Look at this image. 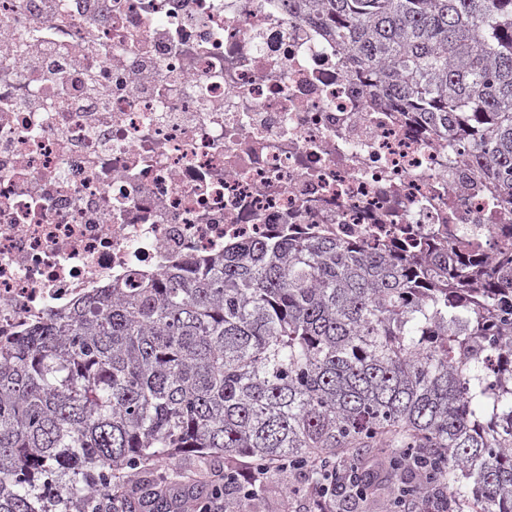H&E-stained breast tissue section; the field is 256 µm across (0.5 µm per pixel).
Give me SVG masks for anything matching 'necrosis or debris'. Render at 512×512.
Wrapping results in <instances>:
<instances>
[{
  "instance_id": "1",
  "label": "necrosis or debris",
  "mask_w": 512,
  "mask_h": 512,
  "mask_svg": "<svg viewBox=\"0 0 512 512\" xmlns=\"http://www.w3.org/2000/svg\"><path fill=\"white\" fill-rule=\"evenodd\" d=\"M286 224L512 246V202L285 0H0V341Z\"/></svg>"
}]
</instances>
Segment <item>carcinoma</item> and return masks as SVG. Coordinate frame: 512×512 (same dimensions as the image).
Wrapping results in <instances>:
<instances>
[{
  "mask_svg": "<svg viewBox=\"0 0 512 512\" xmlns=\"http://www.w3.org/2000/svg\"><path fill=\"white\" fill-rule=\"evenodd\" d=\"M389 106L512 198V0H288ZM351 455L373 503L512 512V250L251 239L114 281L0 346V512H89L152 460ZM228 466L224 512H239Z\"/></svg>",
  "mask_w": 512,
  "mask_h": 512,
  "instance_id": "cac0c4a2",
  "label": "carcinoma"
}]
</instances>
